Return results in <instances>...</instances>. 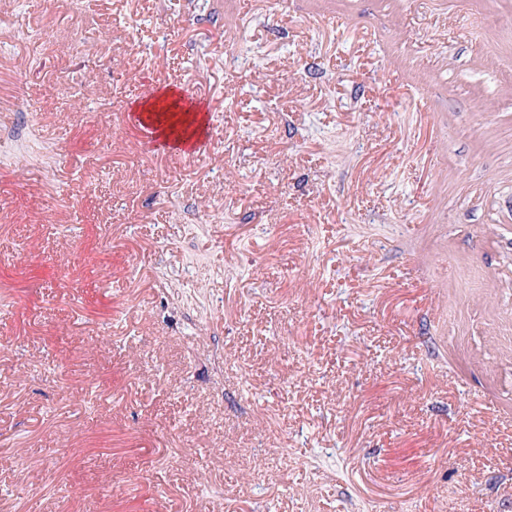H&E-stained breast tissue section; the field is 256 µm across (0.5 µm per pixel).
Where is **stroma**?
Returning a JSON list of instances; mask_svg holds the SVG:
<instances>
[{"label": "stroma", "mask_w": 512, "mask_h": 512, "mask_svg": "<svg viewBox=\"0 0 512 512\" xmlns=\"http://www.w3.org/2000/svg\"><path fill=\"white\" fill-rule=\"evenodd\" d=\"M4 128L0 512H512V0H0ZM140 125L147 131L150 135V141L152 143V148L156 153L159 154H169L172 152H182L183 154H194L196 153L200 147L201 143L198 140L189 141L187 143H180L176 145V139L172 141L169 136L163 135L159 133L157 129H155L151 123L138 119Z\"/></svg>", "instance_id": "35a3bbf8"}]
</instances>
